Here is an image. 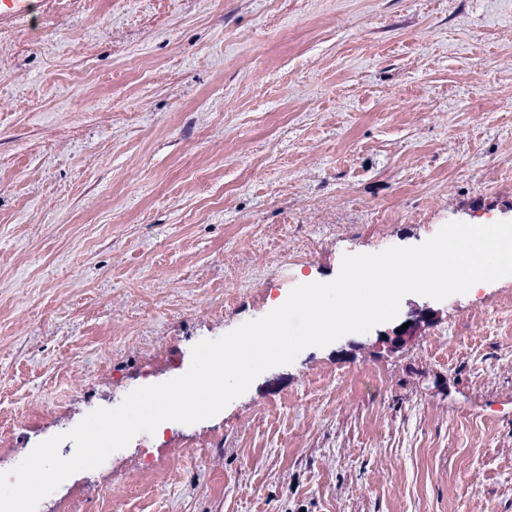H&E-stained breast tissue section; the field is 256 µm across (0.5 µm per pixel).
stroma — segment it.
Returning a JSON list of instances; mask_svg holds the SVG:
<instances>
[{
  "mask_svg": "<svg viewBox=\"0 0 512 512\" xmlns=\"http://www.w3.org/2000/svg\"><path fill=\"white\" fill-rule=\"evenodd\" d=\"M512 218V0L0 10V466L344 255ZM396 354L303 350L83 512H512V276Z\"/></svg>",
  "mask_w": 512,
  "mask_h": 512,
  "instance_id": "obj_1",
  "label": "stroma"
}]
</instances>
